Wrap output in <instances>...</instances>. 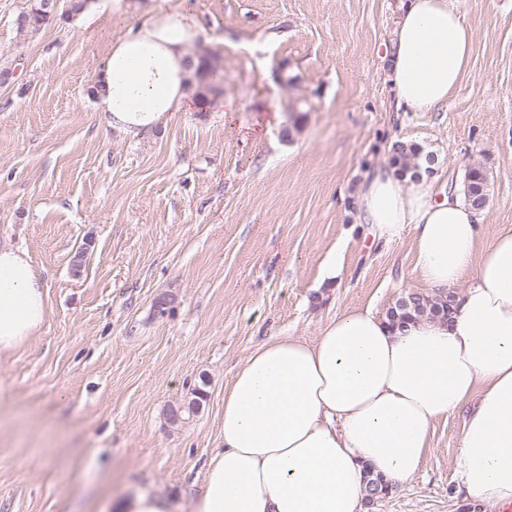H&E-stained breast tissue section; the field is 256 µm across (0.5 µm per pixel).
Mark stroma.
Wrapping results in <instances>:
<instances>
[{
	"instance_id": "1",
	"label": "stroma",
	"mask_w": 512,
	"mask_h": 512,
	"mask_svg": "<svg viewBox=\"0 0 512 512\" xmlns=\"http://www.w3.org/2000/svg\"><path fill=\"white\" fill-rule=\"evenodd\" d=\"M31 2L0 0V243L28 253L48 312L0 355V512H107L129 486L190 503L253 348L424 291L411 236L372 244L341 200L394 140L432 155L439 187L481 164L486 224L512 225V0H451L473 33L468 74L446 107L402 116L383 59L400 0H173L206 33L188 53L223 70L230 110L140 140L107 130L94 94L120 29L82 39L58 0L53 24L18 32ZM336 245L343 280L317 289ZM201 384L202 413L169 426ZM463 426L437 421L418 473L366 512H470Z\"/></svg>"
}]
</instances>
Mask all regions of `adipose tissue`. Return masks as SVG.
I'll use <instances>...</instances> for the list:
<instances>
[{
	"mask_svg": "<svg viewBox=\"0 0 512 512\" xmlns=\"http://www.w3.org/2000/svg\"><path fill=\"white\" fill-rule=\"evenodd\" d=\"M122 19L112 0H96L78 31L90 40ZM126 22L100 63L106 128L133 140L176 112H223L211 89L223 73L189 88L197 62L187 47L204 36L192 12L160 2ZM471 53V29L450 0H406L386 53L397 111L447 105ZM351 206L373 242L411 234L417 278L431 295L455 293L454 318L392 325L353 308L314 341L258 345L224 386V438L191 512H363L367 473L408 481L434 422L462 408L460 493L470 504L512 503V226L488 229L456 190L407 183L388 165L365 173ZM47 312L28 254L0 246V354L34 336Z\"/></svg>",
	"mask_w": 512,
	"mask_h": 512,
	"instance_id": "obj_1",
	"label": "adipose tissue"
}]
</instances>
